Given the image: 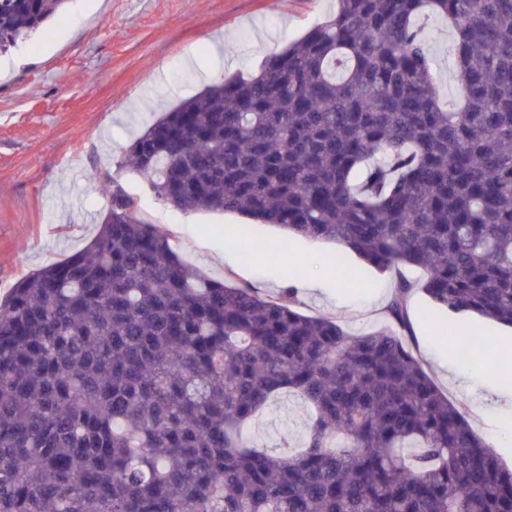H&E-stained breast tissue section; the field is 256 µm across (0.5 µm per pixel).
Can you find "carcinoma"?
<instances>
[{
  "mask_svg": "<svg viewBox=\"0 0 512 512\" xmlns=\"http://www.w3.org/2000/svg\"><path fill=\"white\" fill-rule=\"evenodd\" d=\"M68 3L0 0V53ZM431 16L459 102L438 93ZM121 166L180 210L391 273V328L207 277L96 173L90 244L0 301V512H512V470L426 371L410 304L512 325V0H337L257 74L162 113ZM284 392L313 418L302 450L285 434L271 454L247 429Z\"/></svg>",
  "mask_w": 512,
  "mask_h": 512,
  "instance_id": "1",
  "label": "carcinoma"
}]
</instances>
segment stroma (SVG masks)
I'll return each mask as SVG.
<instances>
[{
    "mask_svg": "<svg viewBox=\"0 0 512 512\" xmlns=\"http://www.w3.org/2000/svg\"><path fill=\"white\" fill-rule=\"evenodd\" d=\"M336 10V0H70L66 12L31 40L0 57V299L42 266L85 247L105 202L91 180L112 173L140 205L141 219L167 233L179 254L208 277L232 275L274 295L289 281L304 314L341 321L354 333L385 327L389 273L362 272L360 287L329 275L338 245L285 237L269 224L222 211H182L158 201L147 179L121 169L130 137L156 113L200 92L220 74L249 76L265 53L281 48ZM423 34L438 68L442 98L458 99L450 71L452 33L430 18ZM248 225L254 256L228 244ZM413 331L427 370L457 402L476 431L512 466V404L495 372L472 369L436 321L462 314L435 306L422 292L411 301ZM310 412L297 397L267 409L248 429L255 445L274 451L283 430L301 436Z\"/></svg>",
    "mask_w": 512,
    "mask_h": 512,
    "instance_id": "stroma-1",
    "label": "stroma"
}]
</instances>
